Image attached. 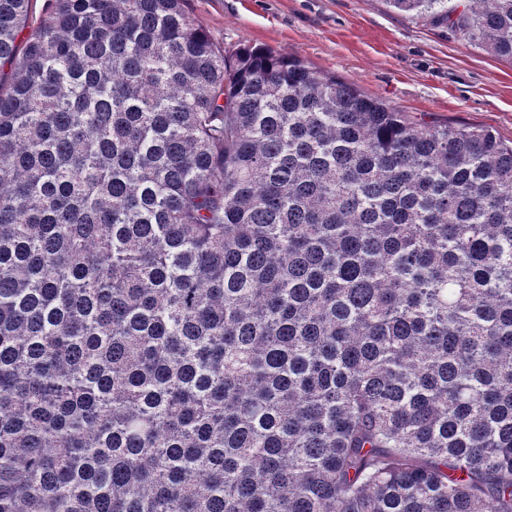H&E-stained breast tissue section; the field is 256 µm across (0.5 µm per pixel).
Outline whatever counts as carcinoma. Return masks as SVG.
Here are the masks:
<instances>
[{
	"label": "carcinoma",
	"instance_id": "cac0c4a2",
	"mask_svg": "<svg viewBox=\"0 0 512 512\" xmlns=\"http://www.w3.org/2000/svg\"><path fill=\"white\" fill-rule=\"evenodd\" d=\"M184 2L0 0V512H512V141Z\"/></svg>",
	"mask_w": 512,
	"mask_h": 512
}]
</instances>
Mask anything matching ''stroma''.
<instances>
[{"label":"stroma","instance_id":"obj_1","mask_svg":"<svg viewBox=\"0 0 512 512\" xmlns=\"http://www.w3.org/2000/svg\"><path fill=\"white\" fill-rule=\"evenodd\" d=\"M185 8L226 53L269 48L412 117L488 126L512 140V61L384 0H186Z\"/></svg>","mask_w":512,"mask_h":512}]
</instances>
